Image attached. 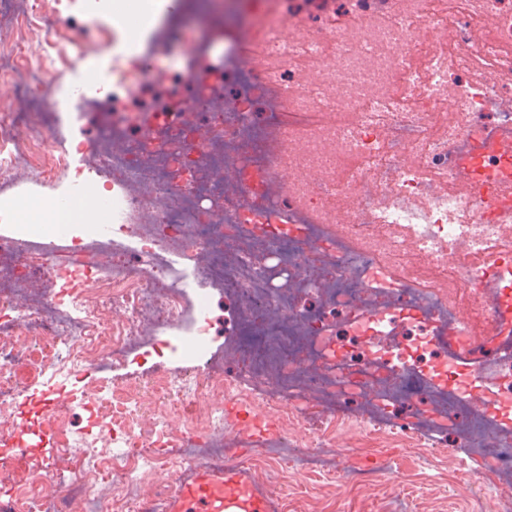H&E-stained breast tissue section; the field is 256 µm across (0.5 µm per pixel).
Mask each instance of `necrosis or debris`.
Returning <instances> with one entry per match:
<instances>
[{"label":"necrosis or debris","instance_id":"1","mask_svg":"<svg viewBox=\"0 0 512 512\" xmlns=\"http://www.w3.org/2000/svg\"><path fill=\"white\" fill-rule=\"evenodd\" d=\"M348 2L337 29L270 18L250 44L226 43L219 68L202 67L188 44L174 76L133 85L113 51L112 76L93 97L102 134L76 145L83 178L69 193L103 186L111 231L86 242L0 238V433L26 392L14 368L29 344L66 378L126 364L149 339L199 349L217 286L233 322L258 328L261 343L236 352L268 411L297 420L293 406L309 396L330 422L390 430L404 406L424 444L451 428L456 446L491 460L502 484L496 512H512V326L468 342L512 308V211L496 209L512 193V154L483 150L512 140V109L501 105L512 96V0H475V16L452 22L424 8L390 12L356 37L348 27L363 19L364 0ZM426 16L437 31L422 39ZM479 58L491 63V84L476 78ZM17 82L0 109V187L9 191L0 224L14 223L31 179L69 167L64 152L46 161L41 142L56 137L71 87L39 65ZM467 156L477 179L464 192L455 172ZM176 252L191 262L194 287L171 265ZM75 254L93 292L32 285L50 257L71 278ZM482 363L494 387L478 404L464 386L467 366ZM154 384L217 398L192 437L171 442L175 457L223 468L236 446L222 401L239 393L223 355L208 358L204 377L161 371ZM91 411L95 427L76 432L56 410L54 456H29L28 485L0 488V512H61L65 496L82 512H162L142 491L164 461L138 431V394L98 398ZM335 446L328 435L307 446L284 436L255 455L325 468ZM75 448L85 464L61 472L57 457ZM44 485L56 494L43 495Z\"/></svg>","mask_w":512,"mask_h":512}]
</instances>
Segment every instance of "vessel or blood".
<instances>
[{"label":"vessel or blood","instance_id":"obj_1","mask_svg":"<svg viewBox=\"0 0 512 512\" xmlns=\"http://www.w3.org/2000/svg\"><path fill=\"white\" fill-rule=\"evenodd\" d=\"M75 399L85 402L89 396L84 390L64 386L40 393L19 413L9 436L0 438V451L21 443L45 449L55 407ZM164 512H275V505L245 480L237 464H226L221 470L193 464L176 480Z\"/></svg>","mask_w":512,"mask_h":512}]
</instances>
